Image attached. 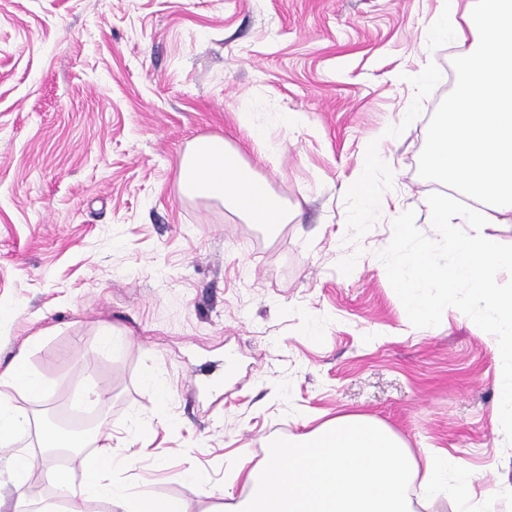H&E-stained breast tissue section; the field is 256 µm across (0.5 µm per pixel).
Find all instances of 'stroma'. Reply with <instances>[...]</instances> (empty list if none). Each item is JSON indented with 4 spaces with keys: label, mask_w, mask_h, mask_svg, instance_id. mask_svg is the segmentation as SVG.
Instances as JSON below:
<instances>
[{
    "label": "stroma",
    "mask_w": 512,
    "mask_h": 512,
    "mask_svg": "<svg viewBox=\"0 0 512 512\" xmlns=\"http://www.w3.org/2000/svg\"><path fill=\"white\" fill-rule=\"evenodd\" d=\"M441 4L0 0V365L26 353L50 386L11 393L34 420L15 450L37 454L54 422L103 424L134 457L117 480L224 512L240 467L355 413L415 455L456 456L471 499L512 512L496 338L451 310L413 327L375 256L400 212L433 235L425 201L448 191L419 157L453 59L478 42L429 49ZM206 135L241 150L288 224L178 195ZM367 163L397 206L362 221L343 187Z\"/></svg>",
    "instance_id": "stroma-1"
}]
</instances>
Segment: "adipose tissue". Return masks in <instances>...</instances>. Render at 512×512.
Instances as JSON below:
<instances>
[{
  "instance_id": "obj_1",
  "label": "adipose tissue",
  "mask_w": 512,
  "mask_h": 512,
  "mask_svg": "<svg viewBox=\"0 0 512 512\" xmlns=\"http://www.w3.org/2000/svg\"><path fill=\"white\" fill-rule=\"evenodd\" d=\"M177 191L224 207L267 231L288 221V204L220 135L195 138L177 172ZM42 395L49 384L32 372L26 353L0 370V390ZM112 448L84 455L79 470L60 469L52 484L67 512H87L90 499H105L112 512H185L180 498L154 496L114 477ZM241 475L248 489L234 512H413L410 488L421 496L449 495L464 512H492L472 501L471 477L447 452L416 457L388 429L362 415H339L314 431L277 444L266 461Z\"/></svg>"
}]
</instances>
